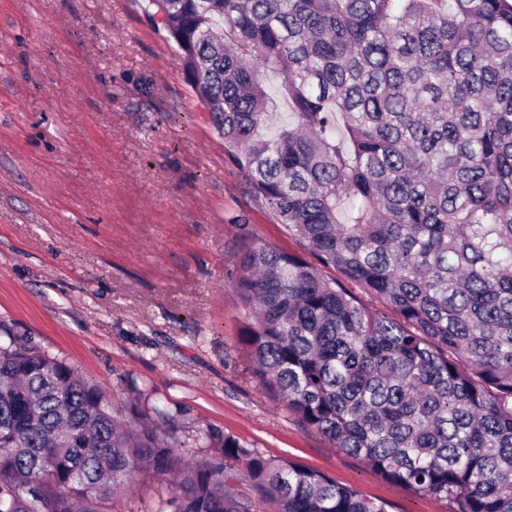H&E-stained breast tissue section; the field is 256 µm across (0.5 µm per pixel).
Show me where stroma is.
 Masks as SVG:
<instances>
[{
	"label": "stroma",
	"mask_w": 512,
	"mask_h": 512,
	"mask_svg": "<svg viewBox=\"0 0 512 512\" xmlns=\"http://www.w3.org/2000/svg\"><path fill=\"white\" fill-rule=\"evenodd\" d=\"M147 0H0V336L124 409L320 471L390 512H452L274 400L241 342L244 251L302 253L224 150Z\"/></svg>",
	"instance_id": "1"
}]
</instances>
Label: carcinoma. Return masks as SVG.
I'll return each instance as SVG.
<instances>
[{
  "label": "carcinoma",
  "instance_id": "1",
  "mask_svg": "<svg viewBox=\"0 0 512 512\" xmlns=\"http://www.w3.org/2000/svg\"><path fill=\"white\" fill-rule=\"evenodd\" d=\"M150 2L249 192L315 259L240 261L262 386L387 480L512 512V0ZM130 413L128 431L105 389L9 337L0 512H134L136 477L169 474L142 512H388L218 430L221 455L191 462L173 417Z\"/></svg>",
  "mask_w": 512,
  "mask_h": 512
}]
</instances>
